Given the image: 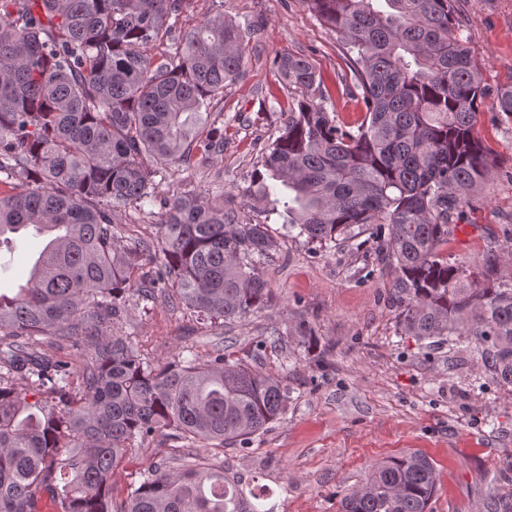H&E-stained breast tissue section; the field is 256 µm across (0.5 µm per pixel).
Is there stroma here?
<instances>
[{
  "mask_svg": "<svg viewBox=\"0 0 512 512\" xmlns=\"http://www.w3.org/2000/svg\"><path fill=\"white\" fill-rule=\"evenodd\" d=\"M456 6L487 88L476 131L496 168L457 217L442 254L479 268L494 253L506 275L512 273V118L495 102L498 91L512 84V0H456ZM220 9L259 25L245 48L242 77L216 105L226 127L224 143L207 167H169L157 183L156 204L116 212L114 221L127 236L154 239L163 219L161 200L214 184L240 203L242 218L264 220L261 209L241 200L268 141L287 120L288 88L275 72L276 56H307L340 119L352 123L360 115L347 85L335 80L347 70L335 34L301 0H186L176 27L197 26ZM270 230L279 247L261 272L274 298L260 312L211 330L165 300L146 311L132 302L111 331L131 337L145 358L159 364L186 346L203 358L224 350L287 386L286 413L247 445L183 448L159 434L136 442L112 475L114 502H122L151 466L181 469L205 457L223 464L244 489L262 488L269 512H340L343 494L374 465L411 450L425 453L436 468L430 512H488L491 499L512 498V469L505 463L512 456V394L476 351L396 335L388 279L373 245L326 249L288 236L281 225ZM43 246V238L28 230L15 236L12 249L0 251L1 291L27 282ZM302 321L313 327V336H296Z\"/></svg>",
  "mask_w": 512,
  "mask_h": 512,
  "instance_id": "obj_1",
  "label": "stroma"
}]
</instances>
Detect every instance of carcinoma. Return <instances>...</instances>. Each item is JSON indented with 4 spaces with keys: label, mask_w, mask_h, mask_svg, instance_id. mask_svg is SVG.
Returning a JSON list of instances; mask_svg holds the SVG:
<instances>
[{
    "label": "carcinoma",
    "mask_w": 512,
    "mask_h": 512,
    "mask_svg": "<svg viewBox=\"0 0 512 512\" xmlns=\"http://www.w3.org/2000/svg\"><path fill=\"white\" fill-rule=\"evenodd\" d=\"M183 2L0 0V249L28 227L47 239L26 287L0 292V512H271L205 461L154 466L113 503L131 443L161 430L205 448L244 442L285 413L288 391L222 350L154 365L102 331L132 293L205 326L260 311L273 217L326 248L368 235L392 274L397 330L467 343L512 387V276L493 255L475 272L440 252L493 172L476 135L483 75L455 0H302L347 59L356 129L310 59L281 56L288 120L245 190L265 221L244 220L216 184L164 202L157 239L124 244L116 211L153 198L168 167H205L219 151L212 103L241 76L255 33L221 11L177 35ZM164 37L171 50L154 60L147 48ZM46 338L86 352L78 387ZM436 491L432 460L411 451L375 466L341 512H428Z\"/></svg>",
    "instance_id": "1"
}]
</instances>
